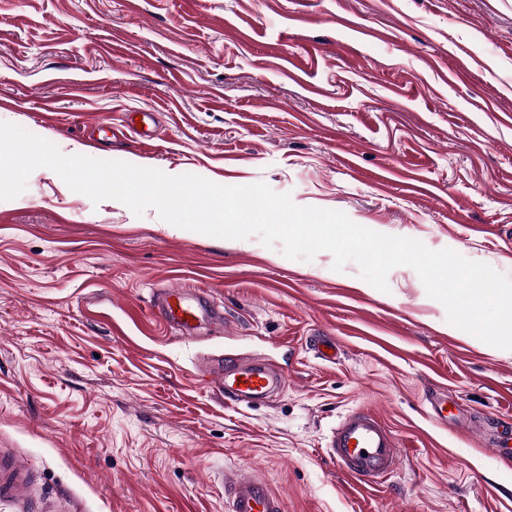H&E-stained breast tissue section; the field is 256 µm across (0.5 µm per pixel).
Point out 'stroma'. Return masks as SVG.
Listing matches in <instances>:
<instances>
[{
  "mask_svg": "<svg viewBox=\"0 0 512 512\" xmlns=\"http://www.w3.org/2000/svg\"><path fill=\"white\" fill-rule=\"evenodd\" d=\"M0 121L68 155L263 181L512 277V0H0ZM198 282L224 322L188 339L153 304ZM387 282L34 170L0 200V457L24 470L0 512H224L235 465L285 512H512V461L491 450L512 436V350L449 324L413 268ZM323 334L336 365L306 345ZM224 357L288 385L225 404L207 384ZM357 407L401 448L364 491L324 451Z\"/></svg>",
  "mask_w": 512,
  "mask_h": 512,
  "instance_id": "stroma-1",
  "label": "stroma"
}]
</instances>
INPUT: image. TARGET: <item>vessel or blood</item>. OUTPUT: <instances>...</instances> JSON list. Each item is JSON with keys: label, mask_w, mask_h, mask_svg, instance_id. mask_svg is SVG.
<instances>
[{"label": "vessel or blood", "mask_w": 512, "mask_h": 512, "mask_svg": "<svg viewBox=\"0 0 512 512\" xmlns=\"http://www.w3.org/2000/svg\"><path fill=\"white\" fill-rule=\"evenodd\" d=\"M157 312L166 326L185 336L195 335L206 323L220 322V314L205 294H189L181 288L160 293ZM311 349L317 359L337 363L339 347L334 337H317ZM213 385L225 403L267 401L283 390L286 375L262 360L228 361L212 374ZM326 454L353 485L366 488L384 482L397 468L400 449L390 426L367 409L345 414L332 430ZM224 512H285L281 496L273 493L253 472L243 468L224 472Z\"/></svg>", "instance_id": "obj_1"}]
</instances>
